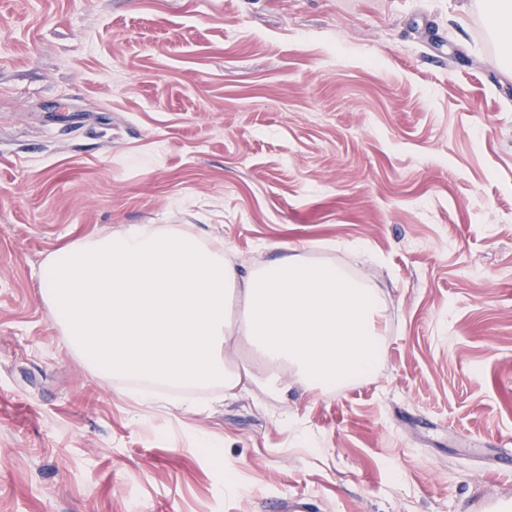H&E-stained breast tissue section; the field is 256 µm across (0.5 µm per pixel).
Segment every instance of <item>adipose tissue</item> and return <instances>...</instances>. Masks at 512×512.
<instances>
[{
	"label": "adipose tissue",
	"mask_w": 512,
	"mask_h": 512,
	"mask_svg": "<svg viewBox=\"0 0 512 512\" xmlns=\"http://www.w3.org/2000/svg\"><path fill=\"white\" fill-rule=\"evenodd\" d=\"M40 295L70 346L99 374L184 387L220 385L225 395L254 377L232 362L238 340L267 365L264 389L314 392L364 378L382 349V304L363 278L299 249L259 268L225 260L198 233L136 224L66 245L40 275ZM241 301V320L228 306ZM290 370L284 383L282 370Z\"/></svg>",
	"instance_id": "ef3b65f1"
}]
</instances>
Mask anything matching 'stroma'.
<instances>
[{
  "label": "stroma",
  "instance_id": "35a3bbf8",
  "mask_svg": "<svg viewBox=\"0 0 512 512\" xmlns=\"http://www.w3.org/2000/svg\"><path fill=\"white\" fill-rule=\"evenodd\" d=\"M193 225L365 278L326 392L140 404L38 288L60 246ZM512 76L480 0H0V512H512Z\"/></svg>",
  "mask_w": 512,
  "mask_h": 512
}]
</instances>
